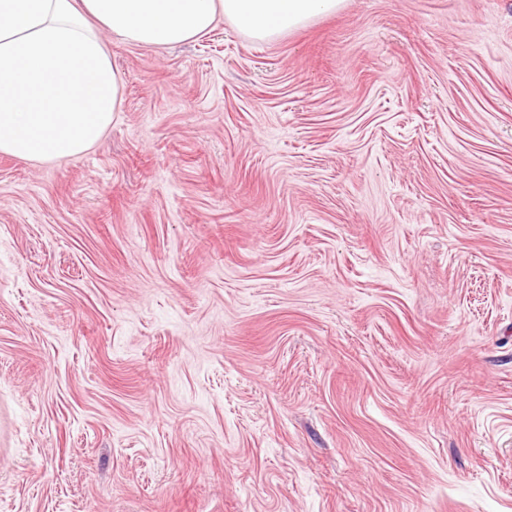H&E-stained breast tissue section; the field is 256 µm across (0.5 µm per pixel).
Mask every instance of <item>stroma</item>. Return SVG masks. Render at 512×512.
I'll use <instances>...</instances> for the list:
<instances>
[{
  "mask_svg": "<svg viewBox=\"0 0 512 512\" xmlns=\"http://www.w3.org/2000/svg\"><path fill=\"white\" fill-rule=\"evenodd\" d=\"M103 39L0 154V512H512V0Z\"/></svg>",
  "mask_w": 512,
  "mask_h": 512,
  "instance_id": "1",
  "label": "stroma"
}]
</instances>
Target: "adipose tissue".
I'll return each mask as SVG.
<instances>
[{"label": "adipose tissue", "mask_w": 512, "mask_h": 512, "mask_svg": "<svg viewBox=\"0 0 512 512\" xmlns=\"http://www.w3.org/2000/svg\"><path fill=\"white\" fill-rule=\"evenodd\" d=\"M343 0H0V153L57 161L111 126L121 78L101 36L142 47L198 39L221 19L268 42Z\"/></svg>", "instance_id": "obj_1"}]
</instances>
